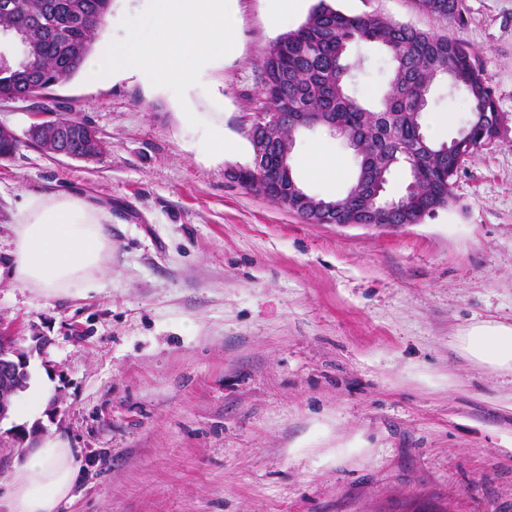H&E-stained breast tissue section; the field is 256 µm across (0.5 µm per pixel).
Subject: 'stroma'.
<instances>
[{
  "label": "stroma",
  "mask_w": 512,
  "mask_h": 512,
  "mask_svg": "<svg viewBox=\"0 0 512 512\" xmlns=\"http://www.w3.org/2000/svg\"><path fill=\"white\" fill-rule=\"evenodd\" d=\"M269 0H234L235 45L184 99L126 73L76 75L38 101L0 106L24 135L36 110L75 113L108 146L86 161L22 143L0 159V268L28 197L73 194L99 208L112 240L97 288L48 296L0 277V320L32 353V378L59 398L60 432L83 468L59 512H512V377L466 359L455 336L512 322V0H463L445 23L412 0H334L448 34L478 57L502 116L453 180L454 202L393 228L305 224L235 183L252 162L247 129L262 59L298 28ZM350 89L378 102L390 57L351 44ZM471 105L436 82L426 115L449 141ZM200 119L191 126L188 115ZM238 145L207 155L203 125ZM294 158L336 159V182L293 171L319 198L343 196L358 163L325 130L296 134Z\"/></svg>",
  "instance_id": "35a3bbf8"
}]
</instances>
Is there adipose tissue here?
Segmentation results:
<instances>
[{
  "instance_id": "obj_1",
  "label": "adipose tissue",
  "mask_w": 512,
  "mask_h": 512,
  "mask_svg": "<svg viewBox=\"0 0 512 512\" xmlns=\"http://www.w3.org/2000/svg\"><path fill=\"white\" fill-rule=\"evenodd\" d=\"M111 240L100 211L72 195L28 198L13 227L11 277L49 295L91 291ZM454 343L471 362L494 374L512 375V324L481 321ZM81 460L58 434L39 439L11 471L8 512H56L69 499Z\"/></svg>"
}]
</instances>
